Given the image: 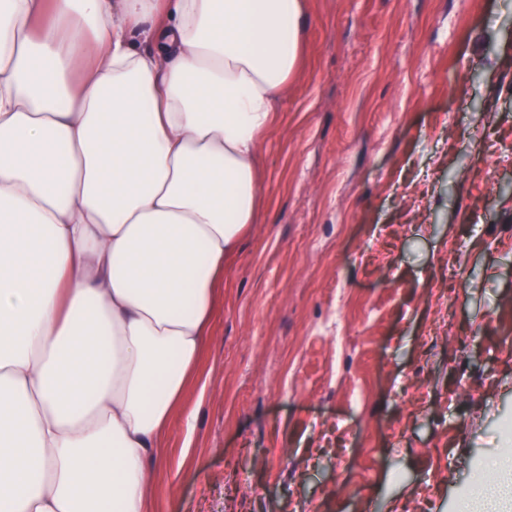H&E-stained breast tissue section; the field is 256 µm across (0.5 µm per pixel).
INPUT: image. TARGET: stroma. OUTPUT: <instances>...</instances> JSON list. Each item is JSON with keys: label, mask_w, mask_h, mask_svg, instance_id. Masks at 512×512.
<instances>
[{"label": "stroma", "mask_w": 512, "mask_h": 512, "mask_svg": "<svg viewBox=\"0 0 512 512\" xmlns=\"http://www.w3.org/2000/svg\"><path fill=\"white\" fill-rule=\"evenodd\" d=\"M304 3L155 512H459L512 474V0Z\"/></svg>", "instance_id": "stroma-1"}]
</instances>
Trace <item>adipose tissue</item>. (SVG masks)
Segmentation results:
<instances>
[{
  "label": "adipose tissue",
  "instance_id": "1",
  "mask_svg": "<svg viewBox=\"0 0 512 512\" xmlns=\"http://www.w3.org/2000/svg\"><path fill=\"white\" fill-rule=\"evenodd\" d=\"M302 18L0 0V512H147Z\"/></svg>",
  "mask_w": 512,
  "mask_h": 512
}]
</instances>
